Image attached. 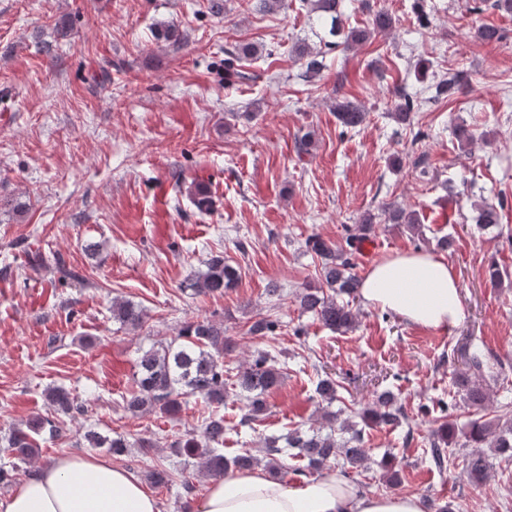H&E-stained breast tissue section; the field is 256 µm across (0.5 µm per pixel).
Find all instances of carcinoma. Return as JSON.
I'll list each match as a JSON object with an SVG mask.
<instances>
[{"label":"carcinoma","mask_w":512,"mask_h":512,"mask_svg":"<svg viewBox=\"0 0 512 512\" xmlns=\"http://www.w3.org/2000/svg\"><path fill=\"white\" fill-rule=\"evenodd\" d=\"M310 5L317 19L330 24L329 33L341 37V42H328L325 47L334 50L340 46L349 48L371 36V32L386 33L393 27L392 16L385 11H377L372 19L373 30L345 29L341 25L340 0H302ZM471 10L481 14L488 9L512 13V0H472ZM479 39L485 44H499L506 39L502 28L485 24L479 29ZM463 84V72H448V76L435 84L433 98L454 100ZM423 104V98L403 87L397 90L395 112L392 118L404 126L411 125L412 115ZM336 114L340 124L350 130L361 126L366 120V112L351 102L336 104ZM503 203L482 202L475 207V224L489 227L499 223V210ZM384 223L404 224L410 229L420 226L417 213L401 207H392L384 211ZM378 216L364 213L359 222V233L346 237L344 247L327 243L319 236L307 239L306 246L321 258L319 282L305 286L296 294L300 307L312 313L322 324L342 332L351 329L356 320L350 302L341 300V296L354 297L358 294L361 279L353 272L352 253L359 244L374 232ZM28 262L45 266L54 264L60 278L72 276L62 264L60 258H48L37 251L28 256ZM240 276L238 268L224 261V257L215 256L207 263L206 271L195 273L188 279V287L197 295H224V289L235 287ZM112 318L121 325L140 329L146 321V312L140 306L128 301L112 303ZM279 327V321L263 316L248 329V334L264 338ZM236 342L224 332V324L211 320H190L182 326L178 336L158 347H152L142 353L137 361L136 389L123 399L125 410L137 415L159 411L175 415L182 402L190 396H196L205 403L208 414L200 425L201 434L176 440L171 444L174 453L199 458L201 471L212 478H222L230 470L249 469L260 462H266L271 474L278 479L284 478L280 460L281 440L288 447L298 449L296 457L305 465L296 468L303 475L310 471L324 469L329 463L342 464L353 469L366 468L367 455L362 432L352 429L350 421H338V416L324 414V418L339 422L338 429H330L323 434L321 429L309 428L307 431L295 429L288 436H269L264 439L265 459H260L245 450L233 457L224 455V403L229 395L246 394V413L240 423L245 424L266 414V396L281 384L282 367L277 356L265 348L254 351L248 367L236 373V380L230 382L224 378V355L234 351ZM461 355L465 370L455 380V386L465 392V400L470 406L481 409L486 400V392L481 381L486 377L488 363L485 356L474 350L459 353L458 348L451 349V355ZM340 383L330 377L317 379L315 393L328 403L337 399ZM56 413L70 420L85 413V405L70 396L63 388H51L46 393ZM441 412L445 413L443 422L431 431L428 439L429 455L434 467L443 472L447 470L451 452L448 447L455 443V427L448 422L446 412L452 405L439 401ZM362 421L368 426L398 427L408 419L402 406L394 403L391 397L380 396L373 404L359 412ZM62 418L50 419L35 416L13 427L7 438L6 448L11 457L7 466H0V483L8 482L12 473L19 470L39 453V441L44 436L59 437L64 431ZM467 434L468 447L473 449L468 456L463 475L468 482L479 484L489 470L492 461L482 450L486 446L493 453L512 459V419L499 426L492 421L480 418L470 420ZM83 447L106 448L115 456L122 457L132 447L124 437H109L89 429L83 434Z\"/></svg>","instance_id":"cac0c4a2"}]
</instances>
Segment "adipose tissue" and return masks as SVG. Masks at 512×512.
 I'll use <instances>...</instances> for the list:
<instances>
[{
    "label": "adipose tissue",
    "mask_w": 512,
    "mask_h": 512,
    "mask_svg": "<svg viewBox=\"0 0 512 512\" xmlns=\"http://www.w3.org/2000/svg\"><path fill=\"white\" fill-rule=\"evenodd\" d=\"M359 293L365 304L430 329L455 325L462 315L453 269L429 252L398 254L373 266ZM195 512H425L418 495H379L331 471L288 484L260 467L213 481ZM0 512H160L157 499L130 471L93 455H67L42 467Z\"/></svg>",
    "instance_id": "obj_1"
}]
</instances>
